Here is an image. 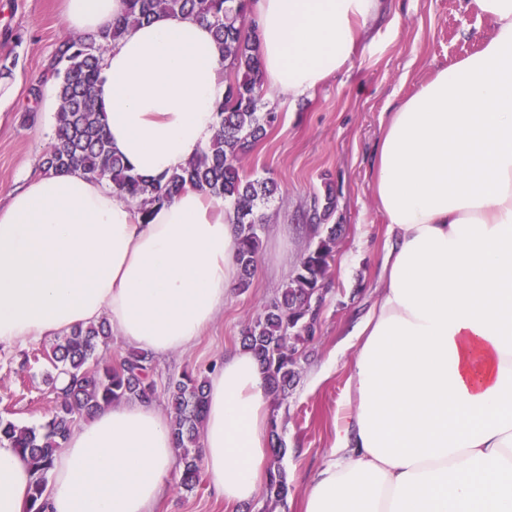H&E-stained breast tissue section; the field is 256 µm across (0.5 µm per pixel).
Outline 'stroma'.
<instances>
[{"label":"stroma","mask_w":512,"mask_h":512,"mask_svg":"<svg viewBox=\"0 0 512 512\" xmlns=\"http://www.w3.org/2000/svg\"><path fill=\"white\" fill-rule=\"evenodd\" d=\"M489 24L466 0H381L347 68L313 95L276 101L278 123L242 165L247 174L274 178L279 190L267 211L262 248L248 291L232 290L224 310L191 350L157 361L155 404L168 411L165 388L183 369L202 372L240 343L244 326L288 282L311 235L300 216L313 197L333 189L334 223L343 227L327 269V292L317 337L299 380L279 409L288 446L283 460L292 492L277 512H301L306 486L336 439V416L346 399L351 333L379 294L386 224L372 193L377 146L390 112L438 69L479 49ZM56 0H0V201L37 174L54 132V117L37 110L29 94L39 86L61 41ZM48 341L0 347V416L26 425L44 422L53 407L46 360L19 371L24 352ZM155 512H246L227 507L207 484L193 492L173 488Z\"/></svg>","instance_id":"stroma-1"}]
</instances>
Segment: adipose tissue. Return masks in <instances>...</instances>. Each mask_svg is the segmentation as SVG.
Instances as JSON below:
<instances>
[{"mask_svg": "<svg viewBox=\"0 0 512 512\" xmlns=\"http://www.w3.org/2000/svg\"><path fill=\"white\" fill-rule=\"evenodd\" d=\"M124 0H62L95 36ZM378 0H253L262 84L298 98L344 69ZM491 24L478 51L391 112L372 192L387 224L380 293L357 349L336 440L303 512H512V0H468ZM209 24L157 14L112 42L94 90L134 173L185 167L212 140L227 87ZM223 201L188 189L141 222L82 171L26 179L0 204V346L105 320L156 358L189 351L237 281ZM203 479L226 504L267 477L270 399L239 346L210 375ZM168 417L129 399L75 427L48 474L47 512H152L172 488ZM32 473L0 444V512H28Z\"/></svg>", "mask_w": 512, "mask_h": 512, "instance_id": "adipose-tissue-1", "label": "adipose tissue"}]
</instances>
